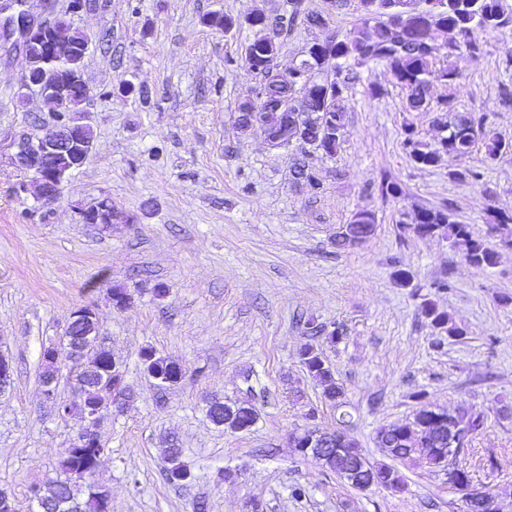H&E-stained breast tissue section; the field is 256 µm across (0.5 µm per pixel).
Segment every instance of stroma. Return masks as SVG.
<instances>
[{"label": "stroma", "instance_id": "obj_1", "mask_svg": "<svg viewBox=\"0 0 512 512\" xmlns=\"http://www.w3.org/2000/svg\"><path fill=\"white\" fill-rule=\"evenodd\" d=\"M25 8L38 23L65 15L90 36L84 121L94 141L57 200L26 191L33 174L12 158L55 116L23 92L21 49L0 48V353L13 365L0 395V488L25 504L33 486L61 476L78 424L44 402L41 352L65 343L73 312L91 305L130 390L105 409L101 430L106 457L95 481L109 490L112 512H198L202 502L207 512H461L444 471L402 462V492H363L288 446L312 422L348 429L370 460L385 461L376 433L412 419L420 391L449 412L485 413L459 461L494 493L497 512H512V414L503 411L512 407V224L495 231L489 222L490 211H512V156L486 161L477 141L453 165L481 171L477 182L452 179L444 161L415 166L404 129L436 142V115L406 111L405 90L381 66L362 68L335 156L272 149L242 131L238 106L260 84L245 62L257 32L243 20L287 14L288 0H90L77 12L70 0H27ZM214 14L241 26L211 27ZM481 40L484 54L464 64L454 109L512 141V107L498 97L512 81V32ZM372 82L382 95L369 94ZM297 156L319 188L295 182ZM385 175L400 183L398 198L379 196ZM101 200L112 205L111 225L83 223L82 208ZM423 206L448 207L473 237L500 244L496 266L473 267L463 245L406 231ZM362 209L375 215L373 234L337 250V231ZM402 270L410 285H400ZM443 279L452 284L444 292L435 287ZM114 288L127 291V306L112 305ZM426 300L464 336L437 333L421 313ZM311 318L344 326V339L311 337ZM310 341L345 391L343 409L299 362ZM147 347L184 365L177 386L155 390L140 359ZM215 396L250 402L256 423L242 432L213 425L206 403ZM171 439L194 474L181 487L162 479ZM297 484L305 497H292Z\"/></svg>", "mask_w": 512, "mask_h": 512}]
</instances>
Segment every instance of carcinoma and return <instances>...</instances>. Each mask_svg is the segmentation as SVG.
Segmentation results:
<instances>
[{
  "instance_id": "1",
  "label": "carcinoma",
  "mask_w": 512,
  "mask_h": 512,
  "mask_svg": "<svg viewBox=\"0 0 512 512\" xmlns=\"http://www.w3.org/2000/svg\"><path fill=\"white\" fill-rule=\"evenodd\" d=\"M288 19L279 25L286 31L302 24L306 27H328L327 16L306 7L305 0H290ZM361 17L353 31L343 37L333 36L331 43L312 46L307 49L302 63L318 74L317 79L304 91L293 87L291 82L270 83L263 98L248 99L239 105L238 124L244 131L254 129L250 113L258 112L269 135L276 138L286 136L302 145H308L327 156H334L343 143L346 127V112L349 94L360 79L357 68L370 65L386 67L396 83L407 91L406 111L428 112L431 100L428 91L431 81L436 80L452 88L459 84L461 71L456 61L476 60L483 52L480 34L487 31L512 29V5L508 0H359ZM87 35L70 23H62L54 29L47 41L30 47L29 68L38 70L44 67V53L50 50L61 57L65 71L57 75L65 85L60 96L58 109L60 116L72 118L83 112V104L88 99L87 91L79 81L88 50ZM444 51L448 66H436L437 53ZM334 51L336 72L322 74L323 55L327 50ZM278 44L263 37L254 39L246 49V61L254 66L260 75H265L263 65L275 58ZM453 94L437 101V111L449 112L451 117L444 125L446 134L434 143L428 144L414 139V132L405 128L404 146L410 160L420 168L433 167L443 157H462L471 152L475 142L486 140V157L497 160L512 154V141L491 136L469 113L453 112ZM302 115L298 122L292 120V113ZM374 215L368 210L355 213L343 227L336 248L347 249L356 244L365 234L373 231ZM408 229L417 237H440L466 246L465 259L474 267L490 268L497 264L496 245L487 239L475 238L467 224L452 219L448 207L420 208L414 215V223ZM421 313L431 327L440 333L461 337L464 329L456 326L450 316L439 310L431 301L421 307ZM146 357L145 370L161 388L158 376L166 375L174 369L177 361L157 354L148 347L141 351ZM301 364L307 374L319 382L326 400L339 405L344 396L333 375L330 364L322 351L312 344H305L301 353ZM109 368L103 364L99 370L88 368L72 377L75 396H83L84 402L92 404L102 400L99 383ZM57 364L42 352L41 383H58ZM215 411L208 414L210 421L229 430L246 424L252 425L257 419V411L246 404L228 405L222 401L213 403ZM448 419V410L434 408L427 404L414 414L413 419L402 425L382 427L376 439L388 457L411 460L419 455L431 468H440L453 475L454 482L472 485L469 472L463 466L456 467L452 462H444L448 455V445L435 435H417L415 427L428 421L431 416ZM100 449L67 448L63 451L59 468L65 479L59 481L61 501L67 512H98L97 503L89 490L81 489L78 482L87 477L94 457ZM318 461L353 488L373 476H378L384 488L403 489L405 480L398 469L387 463H373L360 450L356 440L348 430L338 432L335 448L329 450ZM167 483L180 486L192 480L191 470L183 461L178 468L166 466L163 471Z\"/></svg>"
}]
</instances>
